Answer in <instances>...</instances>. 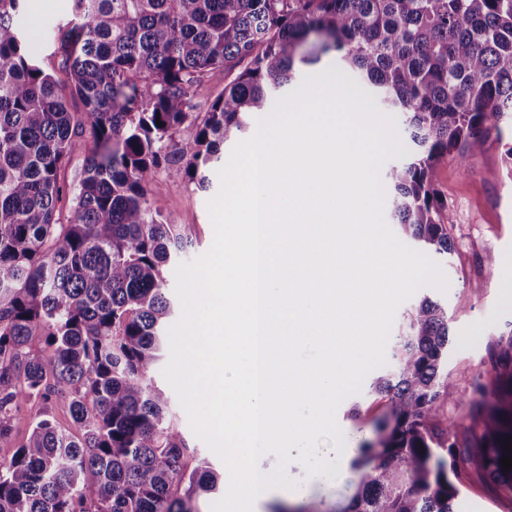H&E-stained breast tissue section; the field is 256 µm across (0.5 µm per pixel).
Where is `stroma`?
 <instances>
[{"instance_id":"obj_1","label":"stroma","mask_w":512,"mask_h":512,"mask_svg":"<svg viewBox=\"0 0 512 512\" xmlns=\"http://www.w3.org/2000/svg\"><path fill=\"white\" fill-rule=\"evenodd\" d=\"M70 0H24L21 21L28 34L29 50L40 60H47L52 51L47 33L63 20ZM512 146V128L503 127L501 136L490 137L483 150L471 154L466 167L448 160L435 171L434 183L453 214L450 234L454 240L451 255L435 256L434 261L444 274L448 286L438 289L425 286L419 296L439 301L448 309V325L452 346L448 351V383L454 398H466L471 380L486 371L488 343L505 332L512 322V160L506 150ZM208 188L175 180L158 173L147 187V199L152 210L159 212L170 224L181 225L190 240L187 250L178 255V262H189L205 255L214 239V227L208 210L209 200L220 189L216 168L206 171ZM496 257V273L483 280L481 263L485 253ZM483 281L474 289L475 281ZM369 407L370 398L363 393L347 396L338 406L336 421L346 447L359 450L366 439L372 438L373 428L367 418L353 420L347 412L352 404ZM170 418L190 448L194 459L217 474L220 488L198 499L200 512H212L213 504L222 498L226 484L224 462L192 431L188 417L177 397H170ZM49 413L58 428L70 425L65 401H58L50 410L39 404L28 405L26 423L14 428L8 439L0 441V458L11 456L15 448L26 442L30 424L42 413ZM295 481L292 489L275 487L261 494L254 512H270L273 503L283 501L304 508L305 512H343L357 489L358 474L350 461H343L330 474L308 477L302 465L287 468ZM459 512H512V498L499 494L487 481L473 479L459 488L456 499Z\"/></svg>"}]
</instances>
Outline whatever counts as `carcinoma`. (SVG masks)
I'll return each instance as SVG.
<instances>
[{"label": "carcinoma", "instance_id": "cac0c4a2", "mask_svg": "<svg viewBox=\"0 0 512 512\" xmlns=\"http://www.w3.org/2000/svg\"><path fill=\"white\" fill-rule=\"evenodd\" d=\"M22 2L0 0V441L29 403L46 411L0 459V512H198L215 476L189 467L152 376L167 267L188 240L151 211L147 186L164 171L207 187L221 146L299 65L333 54L403 116L412 158L385 174L392 222L450 254L453 216L433 173L450 156L466 167L512 120V0H73L52 36L64 82L29 52ZM217 71L230 82L201 114ZM79 150L73 192L59 173ZM36 337L50 358L31 350ZM451 344L445 306L425 297L405 312L392 367L370 384L382 409L346 512H456L474 472L512 496L500 463L512 330L450 416ZM57 400L66 431L49 419Z\"/></svg>", "mask_w": 512, "mask_h": 512}]
</instances>
